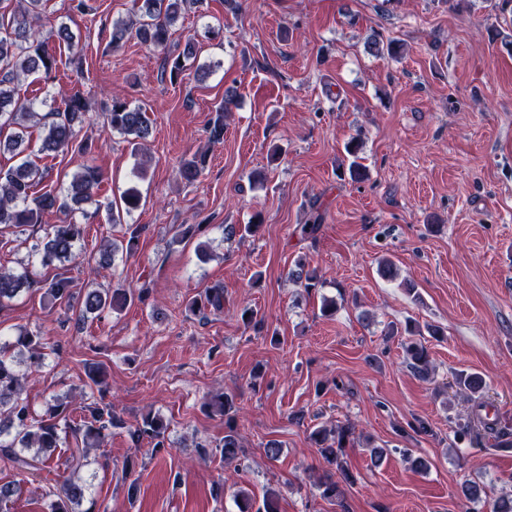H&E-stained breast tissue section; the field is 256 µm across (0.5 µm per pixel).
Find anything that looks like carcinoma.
Instances as JSON below:
<instances>
[{"label":"carcinoma","instance_id":"obj_1","mask_svg":"<svg viewBox=\"0 0 512 512\" xmlns=\"http://www.w3.org/2000/svg\"><path fill=\"white\" fill-rule=\"evenodd\" d=\"M44 0H0V150H7L15 156L25 152L24 132L31 127L41 129L42 150L51 153H94L95 142L80 134V125L87 108L84 93L79 89L66 91L62 88L54 92L52 100H60L61 106L51 108L49 116L41 117L38 104L30 98L22 97L17 89L22 78L36 75L46 84L57 80L58 62L50 52L47 43L35 30L34 23L39 19ZM194 0H142L135 18L118 21L112 25L111 44L117 49L123 41L134 36L141 42L160 51L167 49L172 36V28ZM369 51L381 57L398 58L403 55V44L395 39L384 38L373 32L367 42ZM196 58L195 44L187 40L182 52L168 56L162 70V77L176 82L187 69V61ZM238 100L237 89L224 90V105L209 130V140L219 143L224 139V114L231 111ZM111 131L138 140L149 137L151 126L146 112L127 102L115 98L104 113ZM361 142L353 138L346 145V152L352 157L348 174L354 181L366 176V168L360 163ZM207 155L196 154L180 162L177 174L188 184L196 182L203 174ZM47 170L26 157L6 170L0 168V224L16 228L28 224H40L44 215L58 210L75 212V206L84 203H98L97 191L103 181L102 172L90 165L81 166L71 176L69 183L60 190H38L46 178ZM124 208L107 207L108 220L113 224L122 223V213H131L139 207L140 193L128 188L121 197ZM262 228V219L246 224L239 229L234 224L224 227L228 237L241 232L254 236ZM83 237L82 225L76 218L55 224L42 245L34 246L40 253L39 263L49 266L54 262L64 264L76 260L77 246ZM138 238V230L131 231L127 241L117 238L107 242L97 262V268L111 266L117 253H133ZM295 282L309 290L319 285L316 270L305 268L298 263L288 273ZM45 290V295L54 302L68 304L77 301L81 313L97 315L107 309L119 310L133 294L124 288L112 290L88 289L79 296L72 292V281L58 276L50 281L39 278L27 267L19 271L0 268V304L18 297L23 292ZM194 312L210 310L220 313L224 310V289L212 287L204 295L191 302ZM43 337L25 328L17 330L14 339L0 340V460L20 473L34 474L54 472L52 451L61 443L72 442L69 446L67 467L71 474L55 480L51 499L46 502L45 512H79L87 486L80 482L76 474L88 465V455L92 448L100 446L105 430L119 427L121 423L112 414V405L106 403L92 413L91 420L77 425L61 427L71 414L70 404L56 399L43 415H38L24 395L25 373L18 369L17 356L28 353L34 366L43 361ZM406 360L411 370L422 380L429 378L432 362L428 348L420 341L405 343ZM455 385L459 391L472 395L484 390L485 382L477 374H461ZM211 413L230 417L234 401L224 393L209 397L205 403ZM168 424L156 414L146 413L128 428V435L135 445L146 440L154 455L168 452ZM353 437V428L348 423H338L331 428L317 427L310 439L318 448L323 462L330 472L318 478L316 487L323 497L340 500L343 497L342 485L354 482L346 461V443ZM241 442L237 429L231 422H225L224 441L221 453L226 460L237 458ZM463 495L472 503V512L483 501L484 490L475 482H467ZM237 512H278L277 494L269 490L262 501H257L249 492L240 490L234 496Z\"/></svg>","mask_w":512,"mask_h":512}]
</instances>
